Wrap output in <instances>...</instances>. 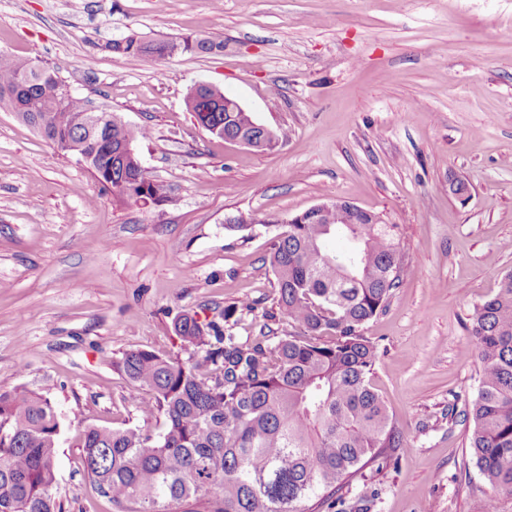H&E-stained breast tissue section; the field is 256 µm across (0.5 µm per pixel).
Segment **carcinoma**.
Returning <instances> with one entry per match:
<instances>
[{
    "mask_svg": "<svg viewBox=\"0 0 512 512\" xmlns=\"http://www.w3.org/2000/svg\"><path fill=\"white\" fill-rule=\"evenodd\" d=\"M111 52L144 66L162 58L132 36ZM209 53L224 43L184 40L180 51ZM61 67L0 53V111L36 129L87 165L119 202L161 201L166 188L139 162L112 167V152L148 136L145 128L95 123L75 95L63 111L49 84ZM213 111L186 109L219 138L261 130L250 112L218 89ZM328 210L318 224H283L265 265L276 280V306L292 331L271 326L243 339L233 327L255 302L227 306L224 322L184 312L173 322L179 350L126 352L112 362L151 399L139 403L143 424L84 427L79 464L113 512H314L313 499L334 494L364 467L398 466L404 436L370 385L377 346L365 326L407 275L393 224H349ZM350 251L326 249L336 234ZM471 336L480 366L477 395L448 405L469 422L470 458L487 481L512 495V273L475 311ZM154 421L160 431L150 429ZM59 419L49 399L0 392V512H65L56 482Z\"/></svg>",
    "mask_w": 512,
    "mask_h": 512,
    "instance_id": "1",
    "label": "carcinoma"
}]
</instances>
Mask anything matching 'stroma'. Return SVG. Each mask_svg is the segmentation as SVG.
Returning <instances> with one entry per match:
<instances>
[{
    "label": "stroma",
    "mask_w": 512,
    "mask_h": 512,
    "mask_svg": "<svg viewBox=\"0 0 512 512\" xmlns=\"http://www.w3.org/2000/svg\"><path fill=\"white\" fill-rule=\"evenodd\" d=\"M223 43L147 67L111 53ZM65 62L73 93L148 138L133 148L169 188L120 203L90 170L0 112V390L48 398L61 420L54 493L66 512H112L78 468L85 424L141 423L148 399L112 361L165 355L181 312L219 319L256 300L238 335L275 312L264 259L288 216L339 198L395 225L411 275L367 326L371 384L407 441L398 467L339 496L367 512H487L494 489L467 450L454 396L475 397L468 327L512 272V0H0V52ZM271 130L259 152L198 126L196 84ZM464 182L466 196L451 194ZM255 217L246 231L224 220Z\"/></svg>",
    "instance_id": "1"
}]
</instances>
